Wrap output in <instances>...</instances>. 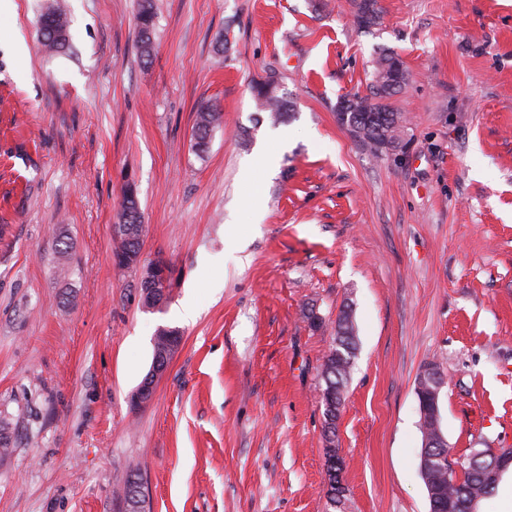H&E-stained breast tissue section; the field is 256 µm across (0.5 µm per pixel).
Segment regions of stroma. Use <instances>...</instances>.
<instances>
[{"label":"stroma","mask_w":512,"mask_h":512,"mask_svg":"<svg viewBox=\"0 0 512 512\" xmlns=\"http://www.w3.org/2000/svg\"><path fill=\"white\" fill-rule=\"evenodd\" d=\"M42 2L0 0V512H125L133 469L146 512H331L320 373L346 304L347 512H429L426 364L452 458L512 448V0H378L369 30L346 0H154L148 62L138 0H61L53 57ZM382 48L407 123L375 156L336 105L368 94ZM270 71L295 109L284 147L251 90ZM204 102L222 119L199 156ZM262 144L276 165L245 178ZM129 184L141 259L171 269L155 309L113 262ZM162 327L181 344L132 409ZM69 27V15L58 0H46L41 4L39 37L46 53L55 55L66 50ZM138 28V47L141 58L147 61L152 53V34L155 26V11L153 0H139L136 17Z\"/></svg>","instance_id":"35a3bbf8"}]
</instances>
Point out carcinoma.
Wrapping results in <instances>:
<instances>
[{"mask_svg": "<svg viewBox=\"0 0 512 512\" xmlns=\"http://www.w3.org/2000/svg\"><path fill=\"white\" fill-rule=\"evenodd\" d=\"M350 6L359 26L370 28L378 23L377 0H350ZM138 47L141 58L148 60L152 53V34L155 26L153 0H138L136 17ZM70 18L59 0H44L39 16V37L44 51L50 55L66 50L69 39ZM407 72L398 55L381 51L373 60L371 95L350 94L341 98L337 106V119L352 137L373 155L403 148L402 132L406 118L395 110L388 100L406 84ZM279 79L268 73L257 80L253 91L260 110L269 113L273 123H282L290 117L292 105L279 94ZM222 114L211 104L199 107L194 127V148L203 153L208 148L212 131L221 122ZM121 223L125 231L113 240L112 256L116 265L129 267V257L140 252L144 224L136 188L128 185L121 201ZM347 308L336 317L335 346L322 364L320 385L321 405L344 400L346 383L351 373L357 344L354 326L346 323ZM425 447L420 460L427 463L421 473L432 512H478L481 502L497 493L501 475H493L494 458L491 448H473L462 460L449 459L448 446L430 448L433 424L419 421ZM323 438L326 447L328 472L327 498L330 507L344 512L347 496L338 484L336 474V421H324Z\"/></svg>", "mask_w": 512, "mask_h": 512, "instance_id": "carcinoma-1", "label": "carcinoma"}]
</instances>
